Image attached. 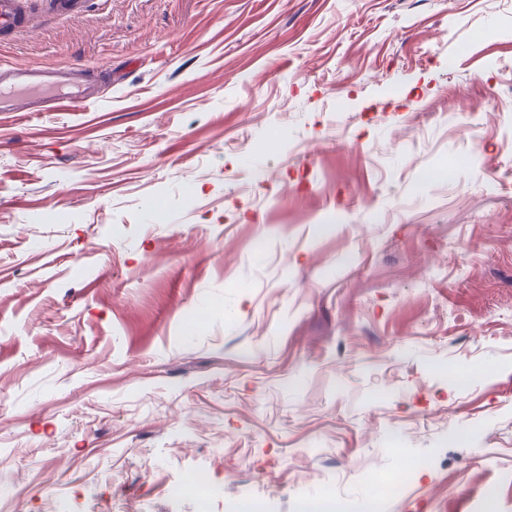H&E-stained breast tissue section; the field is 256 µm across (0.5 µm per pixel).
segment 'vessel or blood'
Wrapping results in <instances>:
<instances>
[{
	"label": "vessel or blood",
	"mask_w": 512,
	"mask_h": 512,
	"mask_svg": "<svg viewBox=\"0 0 512 512\" xmlns=\"http://www.w3.org/2000/svg\"><path fill=\"white\" fill-rule=\"evenodd\" d=\"M28 20V0H0V36L12 35ZM88 91L82 75L68 68L18 64L0 70V112L28 111L38 100L52 107H70Z\"/></svg>",
	"instance_id": "vessel-or-blood-1"
}]
</instances>
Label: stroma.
<instances>
[{
	"instance_id": "obj_1",
	"label": "stroma",
	"mask_w": 512,
	"mask_h": 512,
	"mask_svg": "<svg viewBox=\"0 0 512 512\" xmlns=\"http://www.w3.org/2000/svg\"><path fill=\"white\" fill-rule=\"evenodd\" d=\"M14 63L92 97L0 113V512H512V0H32ZM312 507L319 509L322 512H353L354 504L337 498L336 494L330 490H324L320 498L315 504L304 501L299 505L300 511H306Z\"/></svg>"
}]
</instances>
